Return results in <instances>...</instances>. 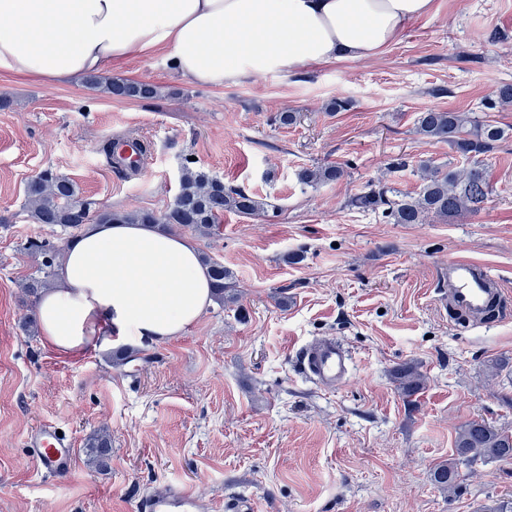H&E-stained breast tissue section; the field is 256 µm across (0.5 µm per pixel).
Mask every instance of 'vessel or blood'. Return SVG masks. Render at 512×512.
I'll return each instance as SVG.
<instances>
[{"label":"vessel or blood","mask_w":512,"mask_h":512,"mask_svg":"<svg viewBox=\"0 0 512 512\" xmlns=\"http://www.w3.org/2000/svg\"><path fill=\"white\" fill-rule=\"evenodd\" d=\"M447 280L449 307L473 323H483L486 311L503 301L501 280L474 260L450 258ZM296 358L300 373L323 389H336L350 376L351 354L335 338L325 337L302 345ZM29 443L41 472L60 480L70 477L75 455L69 436L59 435L55 425L44 423L31 433ZM197 506L196 496L182 485L172 486L140 503L142 512H195Z\"/></svg>","instance_id":"b4317fda"}]
</instances>
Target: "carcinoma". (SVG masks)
<instances>
[{"mask_svg": "<svg viewBox=\"0 0 512 512\" xmlns=\"http://www.w3.org/2000/svg\"><path fill=\"white\" fill-rule=\"evenodd\" d=\"M86 82L111 97L154 99L159 88L149 82L102 78L90 75ZM416 132L429 142H444L459 156L467 159L462 167L442 168L423 161L417 168L419 186L415 193L370 183L350 199L358 210L379 212L391 224H424L429 218L446 221L463 214H477L488 200L489 184L483 157L493 153L504 137V130L491 123H480L465 112L428 109L418 114ZM345 174L343 167L333 163L304 168L297 174L304 186L336 182ZM26 212L35 224H48L78 229L85 224H155L161 230L175 227L206 232L217 223L224 211L243 217L265 213L269 204L239 187L227 186L217 176L202 169L185 166L179 191L166 210L94 211L91 203L78 197L76 184L61 175L45 171L32 178L26 186ZM211 279L217 299L224 301L228 288V272L224 265L209 262ZM54 276V259L46 261L42 276L31 277L24 288L38 296L46 280ZM396 379L403 394L411 397L424 389L425 376L411 363L395 368ZM90 461L98 467L108 465L112 443L109 435L98 434L87 441ZM456 458L436 466L432 472L434 485L452 495L460 486L459 466L473 467L487 461L512 460V433L502 431L483 419L462 424L455 438Z\"/></svg>", "mask_w": 512, "mask_h": 512, "instance_id": "1", "label": "carcinoma"}]
</instances>
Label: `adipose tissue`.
<instances>
[{
  "instance_id": "1",
  "label": "adipose tissue",
  "mask_w": 512,
  "mask_h": 512,
  "mask_svg": "<svg viewBox=\"0 0 512 512\" xmlns=\"http://www.w3.org/2000/svg\"><path fill=\"white\" fill-rule=\"evenodd\" d=\"M434 0H0V70L50 84L160 54L187 82L379 56ZM213 304L196 242L153 224H87L37 309L44 348L77 357L182 335Z\"/></svg>"
}]
</instances>
